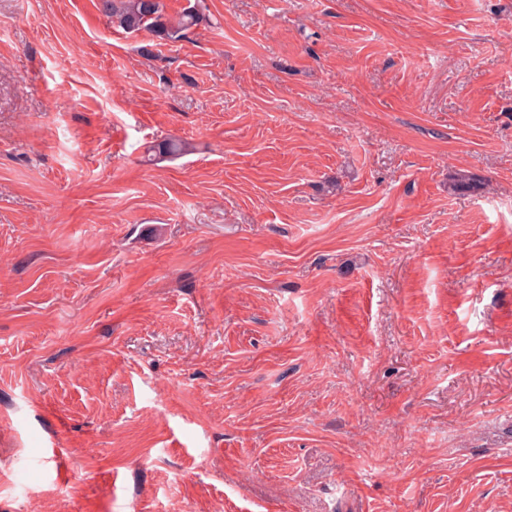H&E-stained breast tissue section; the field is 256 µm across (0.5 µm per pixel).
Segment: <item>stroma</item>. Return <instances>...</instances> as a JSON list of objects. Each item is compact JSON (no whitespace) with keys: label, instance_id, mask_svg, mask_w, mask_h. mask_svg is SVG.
<instances>
[{"label":"stroma","instance_id":"1","mask_svg":"<svg viewBox=\"0 0 512 512\" xmlns=\"http://www.w3.org/2000/svg\"><path fill=\"white\" fill-rule=\"evenodd\" d=\"M163 3L0 0V512H512V0ZM100 10L130 31H146L160 40L176 41L200 20L194 7L171 19L162 0H100Z\"/></svg>","mask_w":512,"mask_h":512}]
</instances>
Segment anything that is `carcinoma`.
Here are the masks:
<instances>
[{"label": "carcinoma", "instance_id": "cac0c4a2", "mask_svg": "<svg viewBox=\"0 0 512 512\" xmlns=\"http://www.w3.org/2000/svg\"><path fill=\"white\" fill-rule=\"evenodd\" d=\"M100 10L127 30H143L167 41L182 38L200 20L198 12L192 7L185 9L175 19L169 18L164 12L162 0H100ZM186 152L188 144L175 138L156 146V154L160 156H177Z\"/></svg>", "mask_w": 512, "mask_h": 512}]
</instances>
